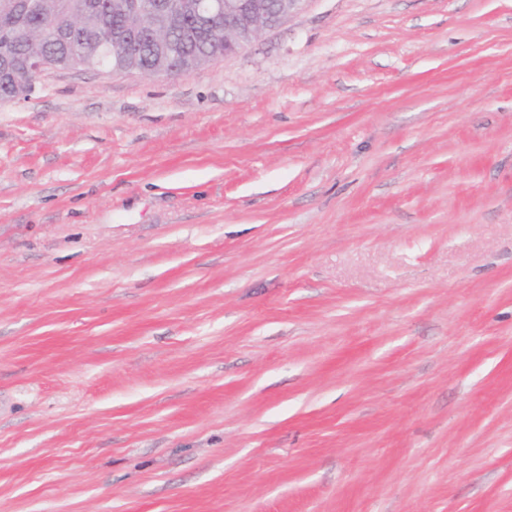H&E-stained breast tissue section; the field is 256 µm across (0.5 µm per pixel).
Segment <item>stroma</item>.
<instances>
[{
  "label": "stroma",
  "instance_id": "stroma-1",
  "mask_svg": "<svg viewBox=\"0 0 512 512\" xmlns=\"http://www.w3.org/2000/svg\"><path fill=\"white\" fill-rule=\"evenodd\" d=\"M0 512H512V0L0 100Z\"/></svg>",
  "mask_w": 512,
  "mask_h": 512
}]
</instances>
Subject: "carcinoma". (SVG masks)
Instances as JSON below:
<instances>
[{"instance_id":"carcinoma-1","label":"carcinoma","mask_w":512,"mask_h":512,"mask_svg":"<svg viewBox=\"0 0 512 512\" xmlns=\"http://www.w3.org/2000/svg\"><path fill=\"white\" fill-rule=\"evenodd\" d=\"M15 2L0 0V39L12 36L16 30L24 34V39L11 44L18 62L36 48L59 67L91 69L101 60L113 68L123 65L140 74L156 76L170 41L181 44L187 71L224 57V35L216 36L212 34V26L195 21L198 0H177V8L156 17L147 32L139 18L131 13L130 0H40L44 13L50 15L57 29L68 31L73 22L81 24L77 30L79 41L72 43L48 40L42 19L22 14ZM101 30L107 32L113 46L138 42L145 32L150 42L128 60L113 56L110 50L95 55L90 41Z\"/></svg>"}]
</instances>
